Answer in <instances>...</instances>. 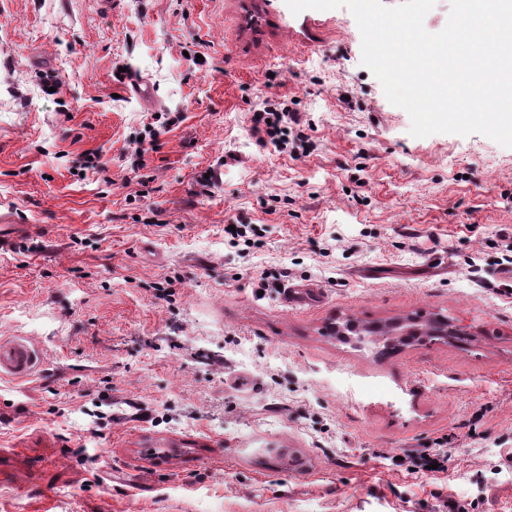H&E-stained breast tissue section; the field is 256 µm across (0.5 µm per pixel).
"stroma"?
Masks as SVG:
<instances>
[{
	"label": "stroma",
	"mask_w": 512,
	"mask_h": 512,
	"mask_svg": "<svg viewBox=\"0 0 512 512\" xmlns=\"http://www.w3.org/2000/svg\"><path fill=\"white\" fill-rule=\"evenodd\" d=\"M410 125L344 7L0 0V336L43 352L0 378V512H512V148ZM435 314L470 341L331 331ZM300 123V114L289 109L286 101L273 104L267 101L262 109L252 113L251 131L259 141L270 142L276 148L284 150L288 144L285 138L288 136L287 124L299 126ZM447 462L448 456L444 452H441L440 449L424 448V450L409 457V461H407V463L410 464L408 465L407 470L410 471V468H414V471L411 472H422L423 474L439 473L444 472L447 469L445 465ZM435 463H438L437 469H426V466H430Z\"/></svg>",
	"instance_id": "obj_1"
}]
</instances>
